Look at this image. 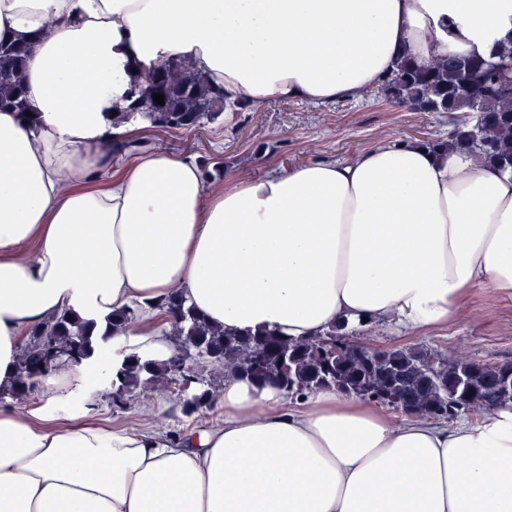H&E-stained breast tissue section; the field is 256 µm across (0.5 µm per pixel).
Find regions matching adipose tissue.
I'll use <instances>...</instances> for the list:
<instances>
[{
  "label": "adipose tissue",
  "mask_w": 512,
  "mask_h": 512,
  "mask_svg": "<svg viewBox=\"0 0 512 512\" xmlns=\"http://www.w3.org/2000/svg\"><path fill=\"white\" fill-rule=\"evenodd\" d=\"M0 36L30 43L41 113L33 129L0 112V384L28 329L67 310L138 309L113 362L169 358L154 317L175 289L212 325L294 339L365 319L419 334L475 289L512 293V174L457 150L387 138L214 186L193 156L152 152L94 182L134 70L187 62L253 106L357 100L401 57L512 44V0H0ZM99 371L50 377L53 404L86 412ZM219 405L175 440L0 409V512H512V406L395 421L238 376Z\"/></svg>",
  "instance_id": "ef3b65f1"
}]
</instances>
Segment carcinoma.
<instances>
[{
	"label": "carcinoma",
	"mask_w": 512,
	"mask_h": 512,
	"mask_svg": "<svg viewBox=\"0 0 512 512\" xmlns=\"http://www.w3.org/2000/svg\"><path fill=\"white\" fill-rule=\"evenodd\" d=\"M29 45L0 39V110L22 115L35 125L37 110L25 96ZM147 93L113 118L115 126L145 120L166 129L193 128L218 120L226 109L224 91L189 64L160 63L143 74ZM388 102L418 112H456L458 118L446 141H426L433 149L455 148L476 157L482 165L512 169V46L490 59L450 49L431 62L405 58L375 87ZM164 96L159 105L153 95ZM171 325L175 350L187 353L202 367L239 374L257 385L275 384L302 396L325 387L393 406L406 398L409 412L434 418L454 413H484L512 405V361L480 362L467 357L445 358L428 351L391 348L375 358L354 347L353 331L333 327L321 336L291 340L270 331L238 334L214 327L171 293L159 306ZM135 308L112 313L102 323L64 311L29 330L16 363L13 381L1 387L0 399L20 400L35 391L52 373L90 359L106 360L112 407L123 409L137 393L155 386L173 388L189 383L190 394L179 400L183 413L193 415L214 406L218 384L172 359L153 360L136 354L114 367L107 360L113 336L134 326Z\"/></svg>",
	"instance_id": "carcinoma-1"
}]
</instances>
